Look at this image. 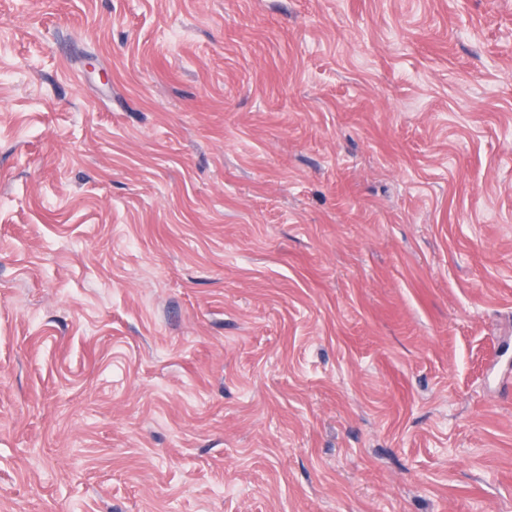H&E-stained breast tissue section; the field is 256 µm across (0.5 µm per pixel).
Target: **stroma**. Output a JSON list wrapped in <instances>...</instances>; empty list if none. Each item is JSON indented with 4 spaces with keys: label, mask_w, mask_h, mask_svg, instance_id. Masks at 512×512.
I'll return each mask as SVG.
<instances>
[{
    "label": "stroma",
    "mask_w": 512,
    "mask_h": 512,
    "mask_svg": "<svg viewBox=\"0 0 512 512\" xmlns=\"http://www.w3.org/2000/svg\"><path fill=\"white\" fill-rule=\"evenodd\" d=\"M0 512H512V0H0Z\"/></svg>",
    "instance_id": "1"
}]
</instances>
